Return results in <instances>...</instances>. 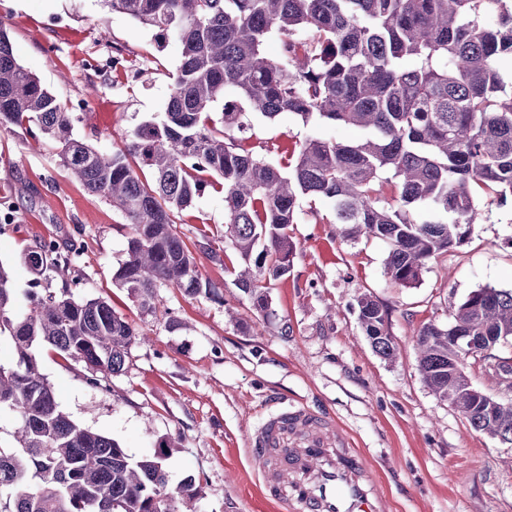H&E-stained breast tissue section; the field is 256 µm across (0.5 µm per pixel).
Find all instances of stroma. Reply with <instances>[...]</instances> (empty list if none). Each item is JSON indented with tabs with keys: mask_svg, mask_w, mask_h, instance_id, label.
Wrapping results in <instances>:
<instances>
[{
	"mask_svg": "<svg viewBox=\"0 0 512 512\" xmlns=\"http://www.w3.org/2000/svg\"><path fill=\"white\" fill-rule=\"evenodd\" d=\"M0 27L18 62L74 113V136L98 150L122 147L136 125L164 112L179 43L157 45L152 31L101 0H0ZM310 136L354 141L362 133L284 113L254 121L245 144L283 167ZM5 197L18 208L0 227L14 314L27 310L33 289L23 249L71 241L83 250L70 273L79 283L74 296L110 299L140 336L124 370L103 387L87 383L82 364L42 352L60 408L137 457L174 442L169 487L194 479L198 512H281L248 470V439L270 414L300 405L334 418L368 457L383 512H512V444L474 431L438 399L415 350L421 325L447 322L471 291L512 289V202L476 194L481 221L467 242L432 259L411 288L387 275L385 243L340 239L325 221L329 202H303L290 227L296 254L271 290L272 315L259 322L227 272L238 262L231 250L221 266L199 260L217 296L161 287L156 312L142 310L112 281L127 257L122 214L71 179L50 144L18 127L0 129ZM177 229L187 246L206 238L223 245V193L206 189ZM365 295L387 311L395 360L376 354L361 331L357 301Z\"/></svg>",
	"mask_w": 512,
	"mask_h": 512,
	"instance_id": "obj_1",
	"label": "stroma"
}]
</instances>
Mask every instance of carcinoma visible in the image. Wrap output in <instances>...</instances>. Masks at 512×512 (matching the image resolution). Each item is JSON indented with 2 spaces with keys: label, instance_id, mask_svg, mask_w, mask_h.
I'll return each instance as SVG.
<instances>
[{
  "label": "carcinoma",
  "instance_id": "1",
  "mask_svg": "<svg viewBox=\"0 0 512 512\" xmlns=\"http://www.w3.org/2000/svg\"><path fill=\"white\" fill-rule=\"evenodd\" d=\"M104 7L174 38L181 58L162 117L138 124L103 153L73 137L74 113L21 65L0 28V127L37 129L83 188L122 213L132 234L113 282L143 309L155 289L216 294L201 278L176 219L206 188L224 193V238L240 259L235 276L253 310H271V282L296 251L289 227L304 200L326 199L339 235L387 245L385 268L413 287L435 256L478 223L477 187L500 204L512 195V0H102ZM278 37L273 60L263 47ZM232 89L236 97L225 99ZM221 111L215 120L212 113ZM288 112L308 122L357 127L359 140L318 136L290 170L243 145L252 119ZM82 252L40 242L24 262L35 282L69 271ZM10 271L0 263V411L18 418L0 446V512H196L201 488H168L160 451L135 458L118 441L64 413L35 354L49 347L83 364L98 386L124 370L137 332L101 297L45 288L12 315ZM358 320L374 351L392 359L388 314L371 297ZM512 339V290L471 291L444 325L417 333L418 370L431 392L471 428L512 444V403L473 393L457 367L451 333Z\"/></svg>",
  "mask_w": 512,
  "mask_h": 512
}]
</instances>
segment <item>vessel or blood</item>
Instances as JSON below:
<instances>
[{"label":"vessel or blood","instance_id":"b4317fda","mask_svg":"<svg viewBox=\"0 0 512 512\" xmlns=\"http://www.w3.org/2000/svg\"><path fill=\"white\" fill-rule=\"evenodd\" d=\"M248 445L264 493L286 512H382L374 470L332 420L286 408L257 427ZM294 471L306 474L307 483L292 495L283 477Z\"/></svg>","mask_w":512,"mask_h":512}]
</instances>
